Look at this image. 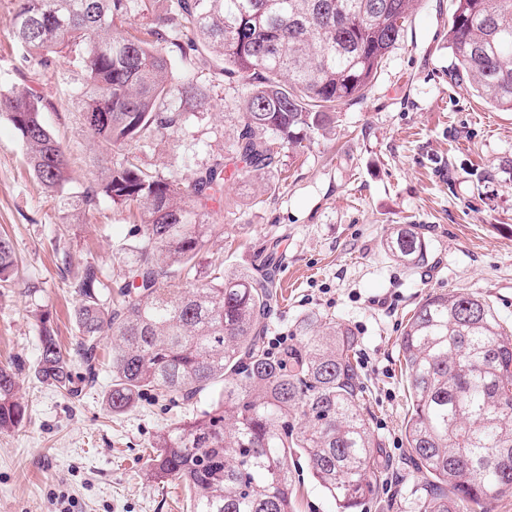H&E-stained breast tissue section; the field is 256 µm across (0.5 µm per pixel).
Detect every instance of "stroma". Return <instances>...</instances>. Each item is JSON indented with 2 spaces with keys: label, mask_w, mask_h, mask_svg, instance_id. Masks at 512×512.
I'll return each mask as SVG.
<instances>
[{
  "label": "stroma",
  "mask_w": 512,
  "mask_h": 512,
  "mask_svg": "<svg viewBox=\"0 0 512 512\" xmlns=\"http://www.w3.org/2000/svg\"><path fill=\"white\" fill-rule=\"evenodd\" d=\"M16 0H0V95L25 86L48 104L43 121L70 153L73 181L46 191L29 170L18 131L0 115V233L13 242L18 282L0 288V366L19 367L18 396L28 406L20 426L0 431V512H191L180 482L148 479L157 435L207 409L141 399L106 411L109 337L99 343L96 383L71 396L38 380V316L49 312L59 341L73 348L77 296L72 282L90 262L107 282L121 278L122 244L133 226L127 210L102 200L97 211L67 216L99 168L117 161L88 133L74 100L85 83L71 55L48 65L25 58L12 36ZM453 0H418L398 43L385 55L364 96L336 109V131L257 176L224 184L208 204V223L224 227L206 259L225 270L248 267L272 238L283 244L280 307L271 336L299 344L295 323L309 312L336 319L358 341L371 428L384 476L359 512H419L420 484L401 426L408 413L399 337L416 304L432 292L478 295L512 331V111L486 103L456 76L448 48ZM169 99L182 84L206 90L203 108L140 142L139 162L192 183L223 160L244 126L242 80L217 75L201 57L172 53ZM399 224L421 225L429 262L411 271L381 242ZM294 512H337L335 502L297 462Z\"/></svg>",
  "instance_id": "obj_1"
}]
</instances>
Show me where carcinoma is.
<instances>
[{"mask_svg":"<svg viewBox=\"0 0 512 512\" xmlns=\"http://www.w3.org/2000/svg\"><path fill=\"white\" fill-rule=\"evenodd\" d=\"M414 3L177 0L179 21L158 17L142 38L118 31L136 0H17L13 37L43 64L50 53L75 54L87 130L102 149L127 154L181 119L168 102L171 49L208 55L220 75L247 86L243 132L230 146L239 177L277 167L284 148L296 152L331 134L336 106L364 95ZM174 23L178 42L169 35ZM448 49L480 97L512 110V0H455ZM101 99L107 111H91ZM182 103L201 107L204 90L186 80ZM46 109L24 87L0 97L28 166L45 189L62 192L70 158L42 121ZM225 180L222 162L185 187L125 156L79 192L83 211L105 198L135 208L139 227L123 247L121 281L106 285L88 263L73 285L77 353L92 372L100 337L112 336L105 399L114 415L149 392L187 403L211 393L207 409L157 436L146 462L148 478L188 488L192 512H293L296 458L338 512H356L375 493L379 468L357 340L344 324L309 313L297 325L300 345L268 352L281 241L255 253L245 272L203 265L223 231L205 222V209L224 195ZM382 247L408 269L430 256L413 224L398 225ZM15 269L13 243L1 235L0 287L11 286ZM39 341L34 374L69 389L72 356L45 315ZM399 352L411 401L402 432L418 480L431 487L419 512H457L461 500L512 493V336L494 308L473 295L429 293L408 318ZM16 393L17 372L0 367V430L27 417Z\"/></svg>","mask_w":512,"mask_h":512,"instance_id":"carcinoma-1","label":"carcinoma"}]
</instances>
